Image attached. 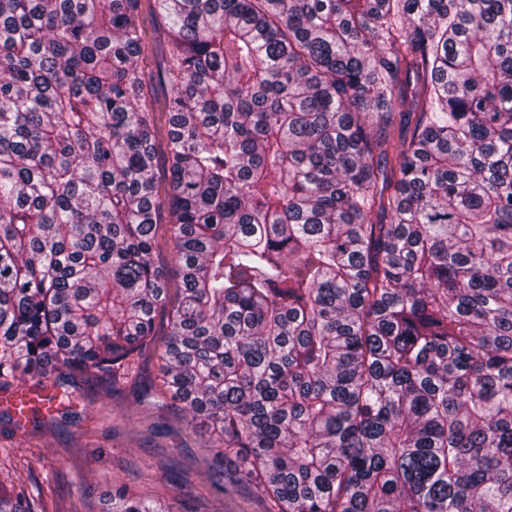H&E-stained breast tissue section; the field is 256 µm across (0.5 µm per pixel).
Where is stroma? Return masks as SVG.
Returning a JSON list of instances; mask_svg holds the SVG:
<instances>
[{
	"instance_id": "35a3bbf8",
	"label": "stroma",
	"mask_w": 512,
	"mask_h": 512,
	"mask_svg": "<svg viewBox=\"0 0 512 512\" xmlns=\"http://www.w3.org/2000/svg\"><path fill=\"white\" fill-rule=\"evenodd\" d=\"M141 374L123 393L106 394L90 373L77 377L68 404L80 420L53 417L43 401L53 376L25 375L0 390V413L17 398L36 407V420L14 425L0 416V482L40 489L50 512H100V495L112 485L169 502L174 512H265L248 485L232 486L223 502L198 477L209 451L182 412L161 393L162 362L155 348L140 359Z\"/></svg>"
}]
</instances>
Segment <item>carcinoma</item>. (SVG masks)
<instances>
[{"mask_svg":"<svg viewBox=\"0 0 512 512\" xmlns=\"http://www.w3.org/2000/svg\"><path fill=\"white\" fill-rule=\"evenodd\" d=\"M143 2L0 0V386L117 388L163 311L219 493L512 512V0H153L159 111ZM145 26L148 36V50L146 52L145 66L147 70L157 73L160 66H164L167 49V30L163 20L159 17H147Z\"/></svg>","mask_w":512,"mask_h":512,"instance_id":"obj_1","label":"carcinoma"}]
</instances>
